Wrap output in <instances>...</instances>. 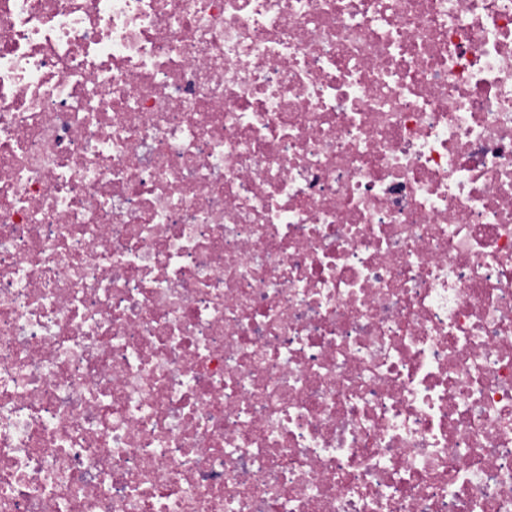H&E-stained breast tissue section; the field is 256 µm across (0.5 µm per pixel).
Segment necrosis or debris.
<instances>
[{
  "label": "necrosis or debris",
  "mask_w": 512,
  "mask_h": 512,
  "mask_svg": "<svg viewBox=\"0 0 512 512\" xmlns=\"http://www.w3.org/2000/svg\"><path fill=\"white\" fill-rule=\"evenodd\" d=\"M0 512H512V0H0Z\"/></svg>",
  "instance_id": "obj_1"
}]
</instances>
